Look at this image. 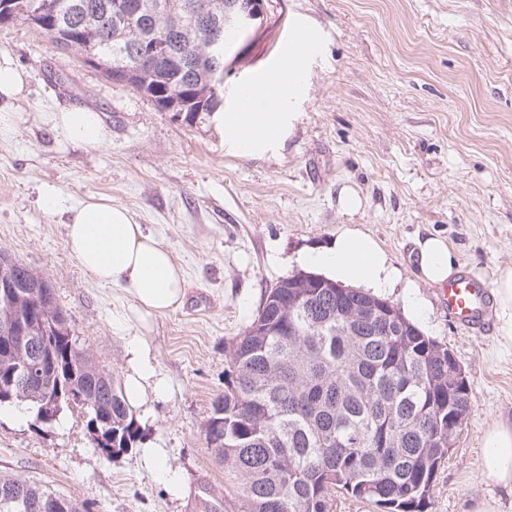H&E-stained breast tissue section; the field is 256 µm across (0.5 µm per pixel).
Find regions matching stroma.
Segmentation results:
<instances>
[{
	"label": "stroma",
	"instance_id": "stroma-1",
	"mask_svg": "<svg viewBox=\"0 0 512 512\" xmlns=\"http://www.w3.org/2000/svg\"><path fill=\"white\" fill-rule=\"evenodd\" d=\"M259 8L227 52L225 108L239 83L274 71L299 27L320 30L296 105L302 120L282 150L261 158L228 153L206 114L176 119L44 33L0 25V55L27 74L22 96L0 97L1 110L23 116L0 139V250L43 274L82 348L117 385L137 336L171 386L167 400L133 414L143 441L167 449L180 472L178 498L139 466L136 449L103 457L80 408L49 424L28 408L0 409V474L81 512H200L201 482L224 512H240L206 439L229 344L265 292L298 272V253L343 224L375 236L409 279L418 272L414 240L428 234L446 237L459 267L486 280L512 266V0H259ZM70 107L100 114L102 148L70 145L45 123L46 113ZM344 183L366 200L351 217L336 204ZM45 188L63 208L39 205ZM92 195L127 208L170 249L186 273L179 307L143 315L130 295L79 268L65 224L69 206ZM418 293L420 330L454 354L471 387L468 424L436 473L428 512H472L489 497L512 512V493L482 463L487 425L512 419V350L493 331L450 322L437 286L420 284Z\"/></svg>",
	"mask_w": 512,
	"mask_h": 512
}]
</instances>
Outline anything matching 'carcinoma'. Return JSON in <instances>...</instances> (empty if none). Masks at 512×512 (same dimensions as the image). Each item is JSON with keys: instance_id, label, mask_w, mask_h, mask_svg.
<instances>
[{"instance_id": "carcinoma-1", "label": "carcinoma", "mask_w": 512, "mask_h": 512, "mask_svg": "<svg viewBox=\"0 0 512 512\" xmlns=\"http://www.w3.org/2000/svg\"><path fill=\"white\" fill-rule=\"evenodd\" d=\"M152 0H0V24L39 29L59 49L92 45L108 51L154 32L194 57L188 68L171 57L152 66L144 95L208 92L203 112L224 107V58L206 55L202 26L213 0H169L178 25L154 15ZM127 64L116 52L98 69L108 78ZM7 280L23 306L47 310L37 335L60 357L62 385L97 398L106 424L132 445L140 428L122 390L98 378L79 338L69 343L54 324L70 322L53 288L26 265L0 252ZM382 299L358 288L291 287L278 281L245 332L231 344L224 395L212 404L207 434L241 498L242 512H332L342 492L380 512H426L438 466L448 458V415L467 425L470 391L448 394L460 364L402 311L373 309ZM28 507L51 512L52 492L8 478Z\"/></svg>"}]
</instances>
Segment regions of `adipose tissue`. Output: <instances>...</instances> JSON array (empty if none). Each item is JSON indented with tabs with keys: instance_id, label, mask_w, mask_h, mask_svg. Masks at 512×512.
Instances as JSON below:
<instances>
[{
	"instance_id": "obj_1",
	"label": "adipose tissue",
	"mask_w": 512,
	"mask_h": 512,
	"mask_svg": "<svg viewBox=\"0 0 512 512\" xmlns=\"http://www.w3.org/2000/svg\"><path fill=\"white\" fill-rule=\"evenodd\" d=\"M317 43L314 26L300 28L288 47L292 66L278 71L251 88V104L212 115L224 130V144L237 156L254 157L283 145L302 119L294 106L305 90L307 63ZM51 128L64 141L96 149L104 142L98 113L75 107L48 115ZM66 245L80 269L93 280L129 293L146 314H163L183 301L184 272L169 249L128 211L110 198L92 196L71 207L65 226ZM419 273L403 280L381 244L369 233L342 227L328 244L311 247L297 261L306 270L330 281L376 294L403 287L406 315L423 317L419 283L439 284L456 270L454 252L445 237L430 234L416 242ZM497 300L496 339L512 348V266L499 268L493 281ZM130 372L125 383L127 402L139 407L146 398L162 399L168 386L160 378L139 339L128 343ZM483 465L503 487L512 489V421L496 420L483 433Z\"/></svg>"
}]
</instances>
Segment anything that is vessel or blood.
I'll return each instance as SVG.
<instances>
[{
	"label": "vessel or blood",
	"instance_id": "b4317fda",
	"mask_svg": "<svg viewBox=\"0 0 512 512\" xmlns=\"http://www.w3.org/2000/svg\"><path fill=\"white\" fill-rule=\"evenodd\" d=\"M439 297L448 318L455 324L484 330L489 326L491 291L489 285L471 272H461L445 282Z\"/></svg>",
	"mask_w": 512,
	"mask_h": 512
}]
</instances>
